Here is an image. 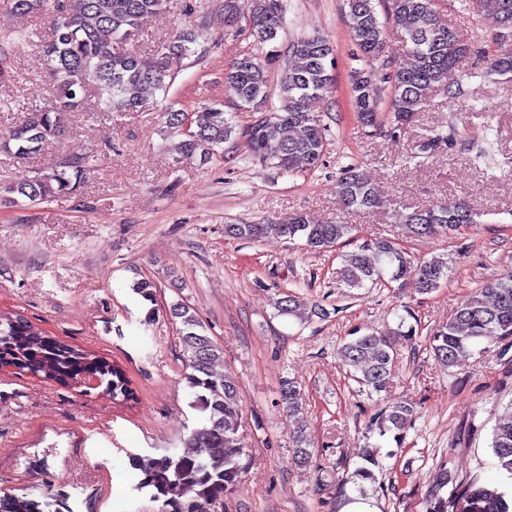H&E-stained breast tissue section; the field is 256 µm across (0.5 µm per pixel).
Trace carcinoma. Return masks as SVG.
<instances>
[{
    "instance_id": "cac0c4a2",
    "label": "carcinoma",
    "mask_w": 512,
    "mask_h": 512,
    "mask_svg": "<svg viewBox=\"0 0 512 512\" xmlns=\"http://www.w3.org/2000/svg\"><path fill=\"white\" fill-rule=\"evenodd\" d=\"M14 14L50 13L51 37L43 52L51 63L53 82L42 106L26 109L24 119L12 126L0 147L15 149L20 156L41 151L65 132L64 115L78 112L88 97L97 98L99 111L131 112L142 102L147 89L167 92L172 83L167 59L171 55L196 53L197 35L179 32L153 53L141 54L129 45L138 36L144 19L160 13L169 0H8ZM375 0H344L345 18L360 61L378 62L389 69L390 97L374 85L363 69L353 71L352 90L361 123L379 125V108L388 100L390 120L399 129L410 124L431 92L439 87L462 89L476 72L462 71L468 41L448 27L439 13L437 0H388V10L400 27L410 63L384 59L385 30L374 6ZM470 13L490 12L502 29L512 33V0H462ZM283 0H226L224 27L241 23L251 27L250 35L267 48L263 57L244 56L224 74V83L235 97L237 107L262 110L268 97V67L281 61L278 109L263 117L255 130H246L254 156L283 173L293 174L322 161L328 127L309 103L330 93L333 87V47L318 36L293 42L289 56L282 59L275 42L284 28ZM491 65L500 74H512V44L498 35ZM192 134L180 142L184 156L214 153L237 135L236 125L218 106L192 111ZM455 129L434 130L418 145L417 158H430L453 144ZM94 166L89 159H66L16 182L12 191L33 204L73 188ZM338 194L348 209L385 208L393 223L411 237L452 238L460 226L475 222L474 212L463 201L435 202L421 207H399L377 195L366 175L356 165L346 166L338 182ZM225 234L234 239L261 241L269 237L300 239L316 250H327L343 242L351 231L348 224L317 221L305 213L285 223L226 224ZM454 271L452 254L418 260L391 238L361 243L342 255L339 282L346 288H374L397 284L419 295H429L448 283ZM132 291L150 303L157 301V284L149 278L135 281ZM274 307L280 316L301 318L303 303L288 293ZM180 320L179 343L187 369L185 380L192 390V407L204 414L205 423L183 441L179 453L163 454L137 464L141 478L137 489L152 491L163 500L167 512H217L242 473L243 448L237 435L242 414L237 383L228 374L215 372L223 358L220 344L206 334L197 313L187 304L168 307ZM417 329L402 316L394 328L368 331L345 342L338 351L340 364L368 395L388 393L395 378L400 341L413 342ZM512 337V274H505L474 289L452 310L446 322L432 330L430 349L436 362L452 367L482 345L489 349ZM18 359L20 371H31L62 385L84 384L100 379L104 391L116 399L129 398L131 389L121 368L107 359L76 349L46 335L23 317H0V356ZM280 401L294 426L293 458L298 466L309 462L310 451L304 432L302 397L295 382L281 383ZM414 406L393 401L369 419L368 430L398 440L410 425ZM207 448L199 456L195 448ZM492 454L496 467L512 479V403L493 428ZM376 452L365 443L358 452L359 465L352 476L368 478L376 465ZM462 501L466 512H512V490L482 482L475 477L455 485L451 501ZM0 512H43L39 502L25 496L0 497Z\"/></svg>"
}]
</instances>
